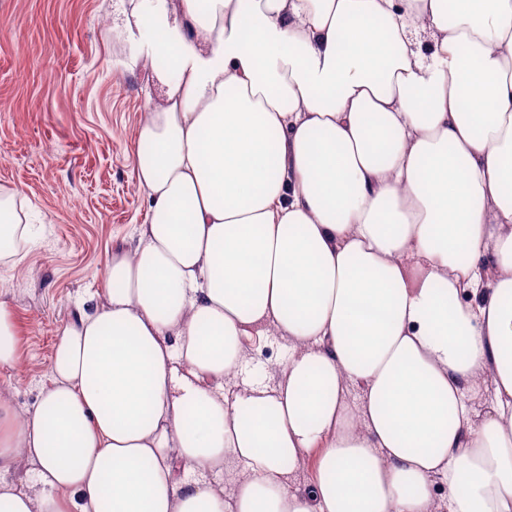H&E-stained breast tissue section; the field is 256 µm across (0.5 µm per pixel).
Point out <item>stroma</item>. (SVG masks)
Returning <instances> with one entry per match:
<instances>
[{
	"label": "stroma",
	"mask_w": 512,
	"mask_h": 512,
	"mask_svg": "<svg viewBox=\"0 0 512 512\" xmlns=\"http://www.w3.org/2000/svg\"><path fill=\"white\" fill-rule=\"evenodd\" d=\"M119 0H0V191H15L33 237L28 276L0 260V300L19 316L22 368L0 370L18 410L36 404L56 330L103 288L112 248L144 223L137 128L155 89L116 67L139 53L115 22ZM239 386L275 385L283 338L246 337Z\"/></svg>",
	"instance_id": "obj_1"
}]
</instances>
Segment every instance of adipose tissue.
Instances as JSON below:
<instances>
[{"label": "adipose tissue", "instance_id": "adipose-tissue-1", "mask_svg": "<svg viewBox=\"0 0 512 512\" xmlns=\"http://www.w3.org/2000/svg\"><path fill=\"white\" fill-rule=\"evenodd\" d=\"M120 4L148 212L0 395V512H512V0ZM244 344L251 355L236 383L242 388L261 380L273 387L280 377L277 364L288 356V341L279 337L259 339L257 336H248Z\"/></svg>", "mask_w": 512, "mask_h": 512}]
</instances>
